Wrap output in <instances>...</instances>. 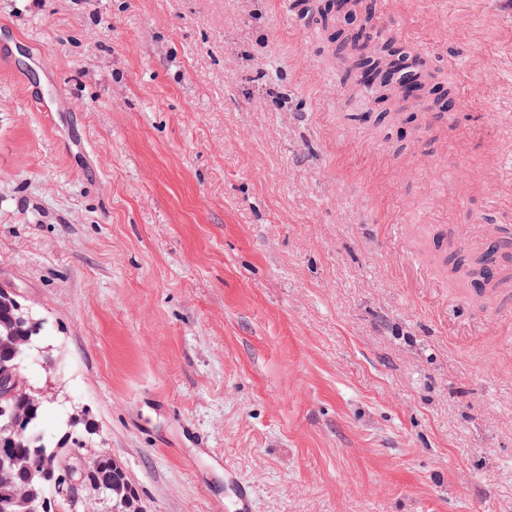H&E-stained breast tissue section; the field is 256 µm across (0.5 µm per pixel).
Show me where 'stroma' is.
<instances>
[{"mask_svg": "<svg viewBox=\"0 0 512 512\" xmlns=\"http://www.w3.org/2000/svg\"><path fill=\"white\" fill-rule=\"evenodd\" d=\"M291 0H0V283L145 512H512V289L444 262L512 227L492 0H377L449 88L363 121Z\"/></svg>", "mask_w": 512, "mask_h": 512, "instance_id": "1", "label": "stroma"}]
</instances>
